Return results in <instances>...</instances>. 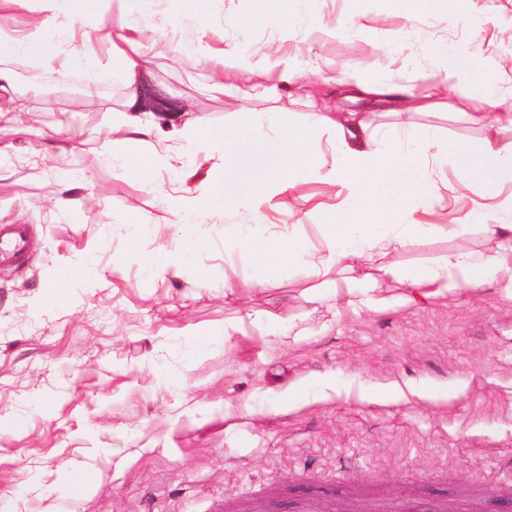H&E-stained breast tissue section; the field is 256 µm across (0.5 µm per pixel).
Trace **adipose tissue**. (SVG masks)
<instances>
[{
	"label": "adipose tissue",
	"mask_w": 512,
	"mask_h": 512,
	"mask_svg": "<svg viewBox=\"0 0 512 512\" xmlns=\"http://www.w3.org/2000/svg\"><path fill=\"white\" fill-rule=\"evenodd\" d=\"M46 20L53 35L7 42L5 55L34 57L37 50L49 56L62 52L91 67V52L65 47L62 37L74 24L89 25L95 38L112 43L127 76V111L140 112V75L146 69L141 42L112 34L98 21L95 0H48ZM475 65L469 56L447 52L441 65L430 69L423 79L427 94L418 96L403 89L404 100L418 112L451 108L452 100L439 97L438 89H453L473 79ZM483 105L470 113L473 123L485 126L486 139L479 146L458 141L445 143L432 136L425 147L411 145L407 130H384L357 112L314 113L310 121L292 125L276 124L266 116H253L224 149L228 174L214 184L213 198L228 201L245 210V224L224 227V254L257 255L262 259L259 276L239 280L242 288H264L292 267L306 269L320 287L336 291L337 301L380 312L389 306L384 288L396 285L410 289L413 299L445 295L451 289L476 290L503 282L512 288V140L495 136L502 127L512 128V98L496 88L480 91ZM333 131L332 161L303 163L322 132ZM455 166L462 185L478 183L486 203L472 222L447 213L440 224H408L407 212L441 201L440 175ZM314 178L340 185V206L319 211L318 227L325 245L306 248L301 227L274 230L263 222V209L281 189L285 179ZM477 227L481 238L477 248L444 253L423 267L403 265L400 254L418 238L458 237Z\"/></svg>",
	"instance_id": "adipose-tissue-1"
}]
</instances>
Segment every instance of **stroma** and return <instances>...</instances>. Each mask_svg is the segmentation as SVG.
I'll return each mask as SVG.
<instances>
[{
  "label": "stroma",
  "instance_id": "stroma-1",
  "mask_svg": "<svg viewBox=\"0 0 512 512\" xmlns=\"http://www.w3.org/2000/svg\"><path fill=\"white\" fill-rule=\"evenodd\" d=\"M197 28L154 25L167 0L143 12L105 9L116 32L137 29L150 79L186 111L145 119L127 166L101 158L126 117L125 78L107 42L97 66L68 54L5 57L16 76L0 90V224L31 228L23 266H0V505L9 512H222L267 498L269 512H512V293L498 285L383 312L337 307L303 269L273 285L226 293L225 279L255 276L250 255L224 260L225 225L240 208L215 202L190 215L176 201L205 199L217 157H182V126L229 135L249 116L364 112L374 125L438 132L479 145L484 129L455 115H420L398 103L322 86L319 74L357 68L427 92L420 75L435 50L473 54L479 71L512 93V0H463L459 15L425 0H319L329 39L294 0H205ZM43 0H0V37L44 28ZM243 65L225 62L227 45ZM294 57L289 86L265 64ZM277 86L268 99L238 93ZM332 182L295 179L265 221L302 225L324 245L317 207L334 206ZM200 235L203 263L153 273L141 251L167 256ZM477 232L415 242L402 263L471 248ZM270 314L280 338L224 337V323ZM306 328L303 336L287 332ZM89 482L78 505L69 489Z\"/></svg>",
  "mask_w": 512,
  "mask_h": 512
}]
</instances>
